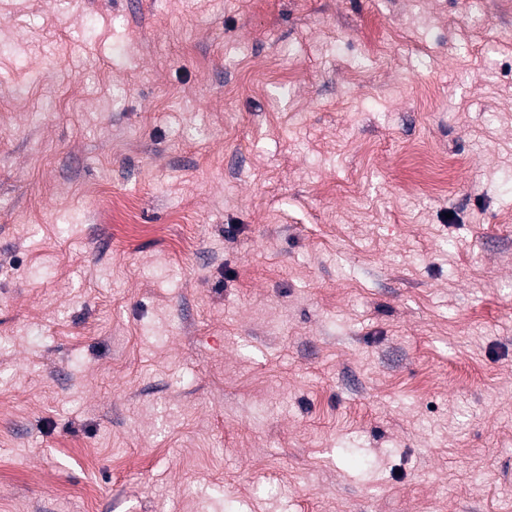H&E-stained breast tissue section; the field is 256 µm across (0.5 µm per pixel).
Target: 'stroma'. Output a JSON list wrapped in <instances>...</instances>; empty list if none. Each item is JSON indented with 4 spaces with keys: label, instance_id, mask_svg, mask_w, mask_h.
I'll list each match as a JSON object with an SVG mask.
<instances>
[{
    "label": "stroma",
    "instance_id": "1",
    "mask_svg": "<svg viewBox=\"0 0 512 512\" xmlns=\"http://www.w3.org/2000/svg\"><path fill=\"white\" fill-rule=\"evenodd\" d=\"M0 0V512H512V0Z\"/></svg>",
    "mask_w": 512,
    "mask_h": 512
}]
</instances>
